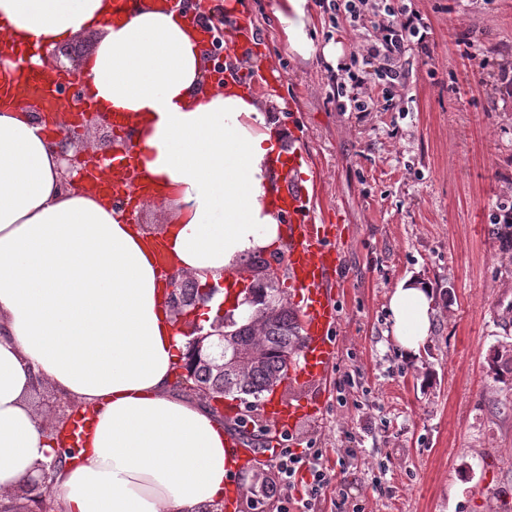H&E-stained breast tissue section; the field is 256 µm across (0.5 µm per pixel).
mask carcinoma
Listing matches in <instances>:
<instances>
[{
  "label": "carcinoma",
  "mask_w": 512,
  "mask_h": 512,
  "mask_svg": "<svg viewBox=\"0 0 512 512\" xmlns=\"http://www.w3.org/2000/svg\"><path fill=\"white\" fill-rule=\"evenodd\" d=\"M256 282L250 293L258 294L261 307L240 324L228 316L215 317L211 333L217 341L203 347L198 357L188 355V362L183 365L187 374L178 376L176 387L183 395L202 393L236 398L245 395L258 402L287 377L300 343L298 313L273 288V271H267ZM208 302L195 280L182 281L172 297L174 308L181 314Z\"/></svg>",
  "instance_id": "carcinoma-1"
}]
</instances>
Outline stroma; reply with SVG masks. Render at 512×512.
<instances>
[{"label":"stroma","mask_w":512,"mask_h":512,"mask_svg":"<svg viewBox=\"0 0 512 512\" xmlns=\"http://www.w3.org/2000/svg\"><path fill=\"white\" fill-rule=\"evenodd\" d=\"M255 63L285 81L265 95L279 149L322 224L341 230L339 351L322 417L301 420L293 448H318L331 475L316 512H512V370L491 373L512 344V96L477 84L462 41L512 59V0H416L437 45L411 54L400 111L343 112L326 65L362 50V33L302 0H243ZM311 46L292 48L289 27ZM499 109L486 111L488 98ZM436 295L414 357L395 345L388 299L407 275ZM238 512H280L267 458L240 469Z\"/></svg>","instance_id":"stroma-1"}]
</instances>
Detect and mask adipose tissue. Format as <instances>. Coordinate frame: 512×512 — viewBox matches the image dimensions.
Segmentation results:
<instances>
[{
	"label": "adipose tissue",
	"mask_w": 512,
	"mask_h": 512,
	"mask_svg": "<svg viewBox=\"0 0 512 512\" xmlns=\"http://www.w3.org/2000/svg\"><path fill=\"white\" fill-rule=\"evenodd\" d=\"M99 31L82 68L103 112L131 120L150 205L173 214L172 266L200 283L242 271L278 244L270 196L279 138L259 97L204 87V57L178 13L116 17L112 0H0V38L49 69V50ZM64 167L30 105L0 111V505L55 463L58 512H219L229 450L205 398L171 392L188 336L168 304L148 232L110 201L62 191ZM393 335L417 355L435 314L423 278L389 296ZM47 383L94 424L60 458L32 403Z\"/></svg>",
	"instance_id": "adipose-tissue-1"
}]
</instances>
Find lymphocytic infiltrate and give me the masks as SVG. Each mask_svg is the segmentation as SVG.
<instances>
[{
    "mask_svg": "<svg viewBox=\"0 0 512 512\" xmlns=\"http://www.w3.org/2000/svg\"><path fill=\"white\" fill-rule=\"evenodd\" d=\"M323 13L344 14L364 31L367 48L357 67L341 66L331 71L329 79L338 96L347 99L354 112L394 110L399 89L409 77L406 67L410 51L431 56L434 44L428 38V18L416 9L412 0H315ZM318 448H282L272 460L285 492L282 512H314L322 489L330 475L322 464ZM306 479V495L291 494L298 477Z\"/></svg>",
    "mask_w": 512,
    "mask_h": 512,
    "instance_id": "obj_1",
    "label": "lymphocytic infiltrate"
}]
</instances>
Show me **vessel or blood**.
<instances>
[{
	"mask_svg": "<svg viewBox=\"0 0 512 512\" xmlns=\"http://www.w3.org/2000/svg\"><path fill=\"white\" fill-rule=\"evenodd\" d=\"M230 23L225 33L226 63L232 66V81L243 90H252L255 80L248 70L235 69L236 61L256 51L251 21L234 4H227ZM56 81L46 71L31 67L19 59L16 71L0 74V105L16 107L37 102L45 118L68 111L70 103L55 90ZM138 159L129 149L112 158V175L104 177L90 172L85 176L86 189L112 201L128 219H135L142 203L153 197L155 190L146 179L136 176ZM284 217V238L288 244V283L302 309L303 335L298 358L291 373L292 380L311 384L326 380L338 353L333 335L338 325V310L333 290L338 284L339 252L331 241L336 233L333 225L315 223L307 206L303 187L295 181L280 189L273 199ZM323 397L299 403L268 401L264 411L275 434L292 430L303 418L319 416ZM226 445L232 448V467L240 469L252 461L250 449L236 427H229Z\"/></svg>",
	"mask_w": 512,
	"mask_h": 512,
	"instance_id": "1",
	"label": "vessel or blood"
}]
</instances>
